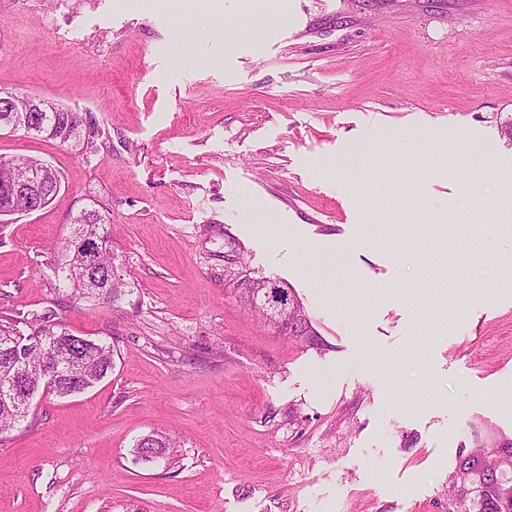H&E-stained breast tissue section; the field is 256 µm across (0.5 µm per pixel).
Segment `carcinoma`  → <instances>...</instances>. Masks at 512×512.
Here are the masks:
<instances>
[{"mask_svg": "<svg viewBox=\"0 0 512 512\" xmlns=\"http://www.w3.org/2000/svg\"><path fill=\"white\" fill-rule=\"evenodd\" d=\"M50 112H35L34 119L41 123L42 130L36 137L55 140L73 147L82 143L80 123L92 131L86 146L79 151L88 155L96 151L97 141L103 131L96 119L87 114L65 112L63 107L47 102ZM21 172L0 163V216H11L9 197L5 188L19 180ZM108 222L107 215L99 210L90 213L81 211L72 221L71 235H84L99 240L101 248L96 277L85 275L81 261L67 247L56 260L57 273L72 286L71 297L102 298L107 295L117 301L122 295L123 282L115 273L117 256L105 244L101 229ZM240 302L253 315L273 324L280 331L317 343V335L303 307L290 295L287 288L270 280H258L242 276L236 281ZM39 342L37 347H27L30 340ZM115 345L83 336H75L54 322L51 312H32L17 315L7 323H0V433L10 429L27 417L28 410L6 403L4 384L13 376L17 361H27L38 368L43 358L54 361L69 358L78 361L79 369L67 377L57 378L54 395L66 397L81 393L92 387L114 367ZM174 442L163 432H152L136 440L135 460L145 464L160 461L171 466L174 460ZM448 510L450 512H512V443L498 448H477L468 453H459L455 470L449 480Z\"/></svg>", "mask_w": 512, "mask_h": 512, "instance_id": "carcinoma-1", "label": "carcinoma"}]
</instances>
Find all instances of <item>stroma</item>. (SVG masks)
<instances>
[{
  "mask_svg": "<svg viewBox=\"0 0 512 512\" xmlns=\"http://www.w3.org/2000/svg\"><path fill=\"white\" fill-rule=\"evenodd\" d=\"M278 2L0 0V89L103 130L0 135L62 177L0 234V316L117 346L0 434V512H448L459 452L512 442V0ZM92 207L114 303L54 270ZM231 240L318 345L241 308ZM44 100L40 97H31L29 99V107L26 112H34L33 116L36 121L41 123L42 130L34 133H27L36 137H45L58 141L62 145H67L73 149V144L78 143L80 151L86 155L96 151L97 141L102 136L103 131L100 128L96 119L85 113V117L77 112H71L70 110L60 106L56 103L46 101L48 107L52 108L51 112H45ZM69 111V112H66ZM58 110L62 112H57ZM77 120L84 121L85 127H88L93 133L87 139L85 148L83 147L82 140V129ZM174 442L163 432H152L136 440L134 456L137 462L155 464L164 461L167 467L176 464Z\"/></svg>",
  "mask_w": 512,
  "mask_h": 512,
  "instance_id": "1",
  "label": "stroma"
}]
</instances>
